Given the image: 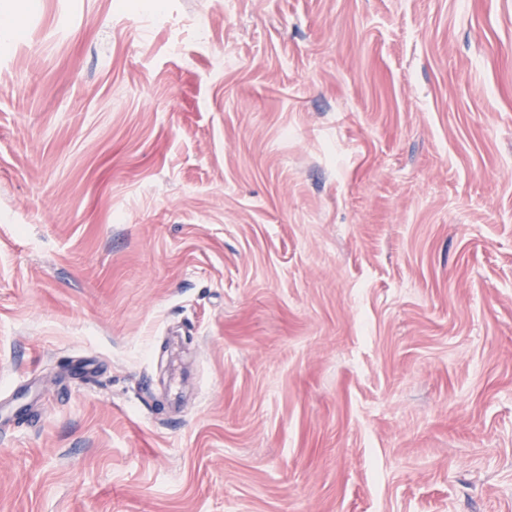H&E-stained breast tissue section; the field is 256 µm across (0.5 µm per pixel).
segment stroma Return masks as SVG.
<instances>
[{
    "label": "stroma",
    "instance_id": "35a3bbf8",
    "mask_svg": "<svg viewBox=\"0 0 512 512\" xmlns=\"http://www.w3.org/2000/svg\"><path fill=\"white\" fill-rule=\"evenodd\" d=\"M0 512H512V0H0Z\"/></svg>",
    "mask_w": 512,
    "mask_h": 512
}]
</instances>
